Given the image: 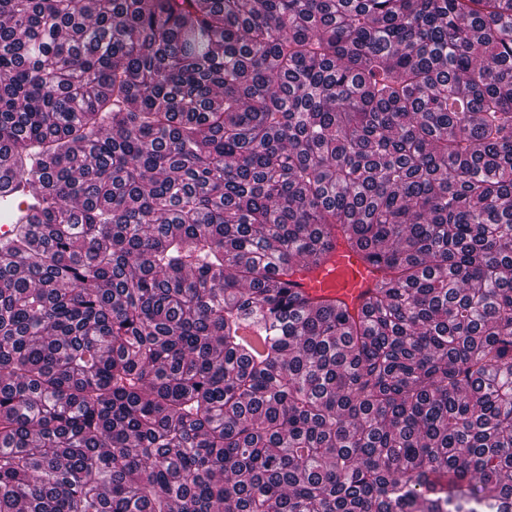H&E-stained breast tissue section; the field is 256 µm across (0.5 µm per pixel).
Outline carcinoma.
I'll list each match as a JSON object with an SVG mask.
<instances>
[{
	"label": "carcinoma",
	"mask_w": 512,
	"mask_h": 512,
	"mask_svg": "<svg viewBox=\"0 0 512 512\" xmlns=\"http://www.w3.org/2000/svg\"><path fill=\"white\" fill-rule=\"evenodd\" d=\"M18 178L0 512H512V0H0ZM293 276L297 288L313 298H340L351 308L360 307L363 296L375 287L378 281L377 269L367 263L360 253L341 242L331 251L329 259L322 265Z\"/></svg>",
	"instance_id": "obj_1"
}]
</instances>
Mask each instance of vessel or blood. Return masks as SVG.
<instances>
[{
  "label": "vessel or blood",
  "instance_id": "1",
  "mask_svg": "<svg viewBox=\"0 0 512 512\" xmlns=\"http://www.w3.org/2000/svg\"><path fill=\"white\" fill-rule=\"evenodd\" d=\"M35 192L34 185L23 181L14 182L7 189L0 188V243L10 236L17 211L27 210V195ZM293 280L299 289L312 297H337L356 309L364 295L375 287L378 271L360 253L339 244L324 264L298 271Z\"/></svg>",
  "mask_w": 512,
  "mask_h": 512
}]
</instances>
